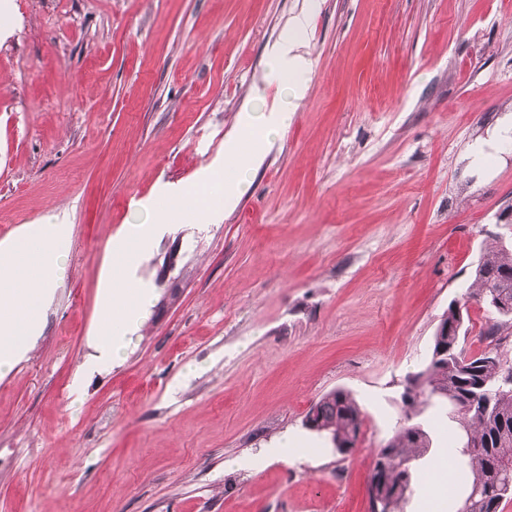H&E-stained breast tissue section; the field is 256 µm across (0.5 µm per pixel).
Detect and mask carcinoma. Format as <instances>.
<instances>
[{
    "instance_id": "1",
    "label": "carcinoma",
    "mask_w": 512,
    "mask_h": 512,
    "mask_svg": "<svg viewBox=\"0 0 512 512\" xmlns=\"http://www.w3.org/2000/svg\"><path fill=\"white\" fill-rule=\"evenodd\" d=\"M474 280L473 296L493 315L483 332L487 348L477 354L464 351V316L449 305L441 317L448 335L433 336L429 363L407 376L406 389L413 390L402 398L407 424L397 440L381 449L388 463L371 477L372 512H403L411 496L404 489L413 486L417 462L430 445L429 434L412 419L417 406L432 402L450 407V418L459 427L458 442L448 455L458 476L455 488H463L471 512H499L502 501L512 497V466H507L512 462V386L502 382L512 364L501 349L503 329L512 328V250L489 251L476 266ZM441 349L445 354L434 357ZM313 411V430L328 435L337 448L356 447L362 413L347 392H328Z\"/></svg>"
}]
</instances>
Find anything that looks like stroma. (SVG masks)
<instances>
[{"label":"stroma","mask_w":512,"mask_h":512,"mask_svg":"<svg viewBox=\"0 0 512 512\" xmlns=\"http://www.w3.org/2000/svg\"><path fill=\"white\" fill-rule=\"evenodd\" d=\"M307 0H0V244L67 215L40 335L0 378V512H370L408 374L512 246V0H317L308 89L219 223L172 220L123 358L92 352L113 237L224 164ZM359 404L348 456L305 426ZM445 459L455 425L418 417ZM295 443L293 460L273 454Z\"/></svg>","instance_id":"obj_1"}]
</instances>
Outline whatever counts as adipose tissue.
I'll list each match as a JSON object with an SVG mask.
<instances>
[{
	"label": "adipose tissue",
	"instance_id": "obj_1",
	"mask_svg": "<svg viewBox=\"0 0 512 512\" xmlns=\"http://www.w3.org/2000/svg\"><path fill=\"white\" fill-rule=\"evenodd\" d=\"M313 11L305 9L293 17L280 40L272 46L268 73L282 85L280 103L270 112L248 114L240 139L224 147V174L209 181L210 195L231 202L246 188L256 157L243 150L246 141L272 143L287 126L294 102L304 90L311 61L304 49L308 43ZM217 208L189 194L151 210L147 218L132 226L128 235L113 242L108 269L109 288L102 303V317L95 353L88 362L95 368L114 361L126 342L140 328L151 302V292L129 277L133 263L145 254L150 241L175 215H189L202 222ZM69 225L50 221L0 248V377L10 373L26 354L42 323V310L64 263V245Z\"/></svg>",
	"mask_w": 512,
	"mask_h": 512
}]
</instances>
